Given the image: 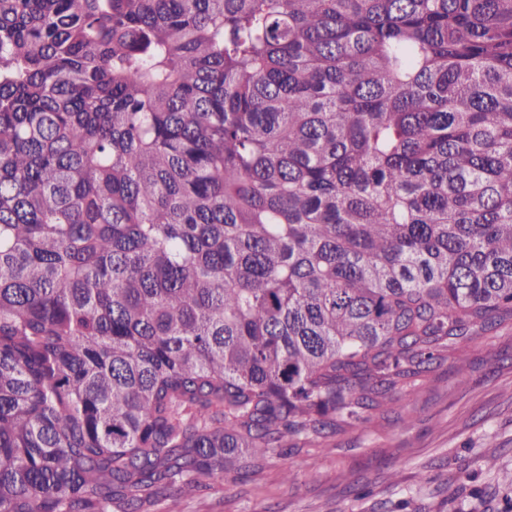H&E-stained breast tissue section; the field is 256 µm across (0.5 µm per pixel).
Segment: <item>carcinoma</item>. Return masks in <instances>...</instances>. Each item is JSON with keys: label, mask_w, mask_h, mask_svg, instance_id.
<instances>
[{"label": "carcinoma", "mask_w": 512, "mask_h": 512, "mask_svg": "<svg viewBox=\"0 0 512 512\" xmlns=\"http://www.w3.org/2000/svg\"><path fill=\"white\" fill-rule=\"evenodd\" d=\"M512 322V0H0V512H179Z\"/></svg>", "instance_id": "obj_1"}]
</instances>
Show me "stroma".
<instances>
[{
    "label": "stroma",
    "mask_w": 512,
    "mask_h": 512,
    "mask_svg": "<svg viewBox=\"0 0 512 512\" xmlns=\"http://www.w3.org/2000/svg\"><path fill=\"white\" fill-rule=\"evenodd\" d=\"M292 468L295 480L284 483ZM512 325L434 369L409 402L326 449L268 455L257 475L182 496L180 512H505L512 501Z\"/></svg>",
    "instance_id": "stroma-1"
}]
</instances>
